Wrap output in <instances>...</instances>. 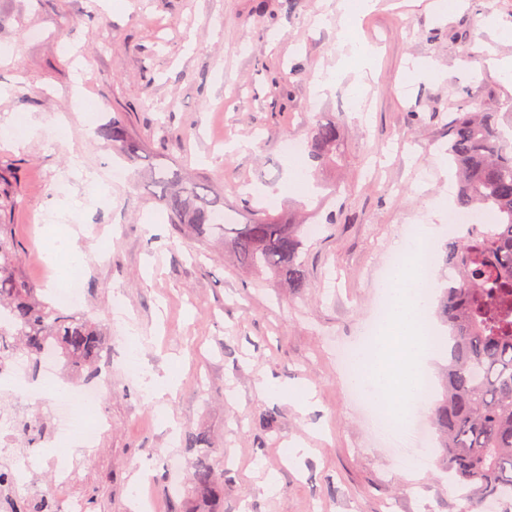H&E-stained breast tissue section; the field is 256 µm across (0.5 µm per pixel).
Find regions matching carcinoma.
<instances>
[{
	"mask_svg": "<svg viewBox=\"0 0 512 512\" xmlns=\"http://www.w3.org/2000/svg\"><path fill=\"white\" fill-rule=\"evenodd\" d=\"M112 148L127 160H139L140 142L119 119L103 128ZM340 134L336 122L318 123L307 152L320 167L334 168ZM458 183L460 212L493 213L488 224H465L443 247L444 275L439 281L438 316L448 327L444 336L447 364L443 392L430 410L434 447L440 463L478 512H498L512 501V141L505 138L498 113L460 108L448 122L444 149ZM153 199L168 212L180 234L201 244L224 239L235 266L267 274L293 293L306 287L304 255L313 238L308 224H292L282 215L261 210L253 221L232 224L224 199L206 180H192L179 170L152 167L148 173ZM0 352L21 350L37 360L50 348L74 378H93L106 348L102 325L47 300L18 266L12 225L0 224ZM184 447L209 448L203 432L189 431ZM217 503L224 498V474L202 456L187 493L170 512H194L192 501ZM24 512H58L49 493Z\"/></svg>",
	"mask_w": 512,
	"mask_h": 512,
	"instance_id": "1",
	"label": "carcinoma"
}]
</instances>
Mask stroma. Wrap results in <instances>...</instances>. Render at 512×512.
<instances>
[{
	"mask_svg": "<svg viewBox=\"0 0 512 512\" xmlns=\"http://www.w3.org/2000/svg\"><path fill=\"white\" fill-rule=\"evenodd\" d=\"M393 2L381 0L351 32L375 50L363 69L335 30L309 23L329 0L291 10L285 0H112L108 9L101 0H0V87L9 91L0 98V223L21 248L20 270L52 290L36 256L49 211L66 215L57 231L90 229L79 240L81 311L107 322L113 354L178 378L157 400L113 365L102 401L112 426L73 490L83 512H129L138 491L153 512H169L198 458L181 448L188 429L212 438L221 512H466L436 451L405 476L342 383L341 364L374 315L395 242L455 180L443 153L449 113L463 105L512 121V80L483 61L490 46L512 54V41L486 26L492 15L512 24V0H468L445 18ZM427 58L440 77L415 75ZM338 67L336 83L317 90ZM280 75L284 84L272 90ZM355 83L362 108L351 112ZM116 117L145 145L119 185L110 177L117 155L97 134ZM60 118L61 138L43 132L18 146L3 136L20 120ZM320 121L338 124L344 158L310 174L306 190L289 181L285 144L306 141ZM75 155L97 186L69 177ZM153 166L254 187L249 209L224 195L225 211L242 223L263 207L335 214V227L309 243L303 295L226 263L221 245L173 234L147 189ZM116 294L128 321L110 319ZM264 380L315 389L317 402L299 410L261 393ZM269 413L278 423L267 432L259 419ZM287 440L304 443L305 456L281 457ZM173 453L183 461L174 474L156 463ZM270 477L280 487L272 496L261 490Z\"/></svg>",
	"mask_w": 512,
	"mask_h": 512,
	"instance_id": "35a3bbf8",
	"label": "stroma"
}]
</instances>
